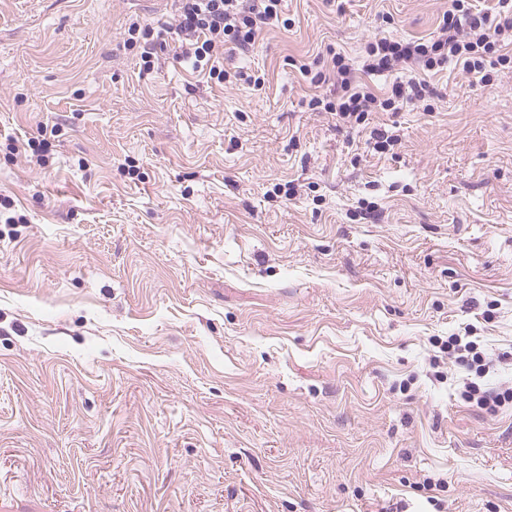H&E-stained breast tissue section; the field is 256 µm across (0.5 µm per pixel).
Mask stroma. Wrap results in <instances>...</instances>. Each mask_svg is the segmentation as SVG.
Returning a JSON list of instances; mask_svg holds the SVG:
<instances>
[{
	"label": "stroma",
	"instance_id": "obj_1",
	"mask_svg": "<svg viewBox=\"0 0 512 512\" xmlns=\"http://www.w3.org/2000/svg\"><path fill=\"white\" fill-rule=\"evenodd\" d=\"M447 8L285 0L254 92L140 77L174 0H0V512H512V408L432 345L512 387V69L430 75L381 154L287 64ZM470 337L472 336L453 334L446 340L441 339L439 346L440 352L456 355L458 361L465 365L469 372L463 381L464 399L472 406L493 412L511 407L512 387L492 389L484 384L483 380L490 371V362L486 361L477 340Z\"/></svg>",
	"mask_w": 512,
	"mask_h": 512
}]
</instances>
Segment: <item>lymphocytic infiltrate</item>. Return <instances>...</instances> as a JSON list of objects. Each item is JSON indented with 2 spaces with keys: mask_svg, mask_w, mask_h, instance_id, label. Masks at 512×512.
I'll use <instances>...</instances> for the list:
<instances>
[{
  "mask_svg": "<svg viewBox=\"0 0 512 512\" xmlns=\"http://www.w3.org/2000/svg\"><path fill=\"white\" fill-rule=\"evenodd\" d=\"M176 2L172 21L136 20L128 25L123 46L136 50L141 75L151 74L170 58L216 85L241 81L262 89L264 76L228 71L224 56L253 51L270 27L282 24L283 0ZM365 53L364 68L375 75L403 65L429 72L452 66L491 84L492 69H512V0H497L486 10L471 0H448V9L430 38L395 41L381 37L369 42ZM290 64L314 88L311 110L333 114L354 127L364 125L371 113L394 111L400 102L422 101L434 93L426 80L415 77L393 82L386 93H376L360 83L347 58L332 49L323 70L313 71L302 59H291ZM440 348L466 366L469 375L463 381L462 395L468 403L493 412L512 406V387H486L490 364L477 340L454 334L441 341Z\"/></svg>",
  "mask_w": 512,
  "mask_h": 512,
  "instance_id": "f902f5d3",
  "label": "lymphocytic infiltrate"
}]
</instances>
